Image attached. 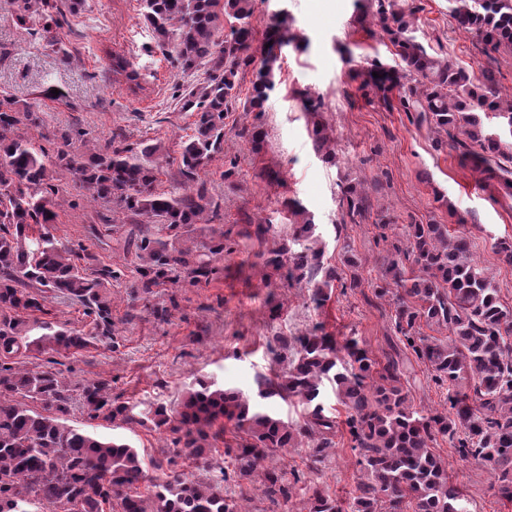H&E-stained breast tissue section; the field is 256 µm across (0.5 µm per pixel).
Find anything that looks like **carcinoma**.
I'll use <instances>...</instances> for the list:
<instances>
[{"instance_id":"obj_1","label":"carcinoma","mask_w":512,"mask_h":512,"mask_svg":"<svg viewBox=\"0 0 512 512\" xmlns=\"http://www.w3.org/2000/svg\"><path fill=\"white\" fill-rule=\"evenodd\" d=\"M82 0H24V11L42 21L46 43L70 61L52 34L66 13H75ZM143 16L158 43L171 44L172 65L186 73L209 64L208 78L183 96V109L196 113L190 131L180 137L178 175L181 191L154 190L159 169L149 158L159 151L150 145L137 152L122 139L80 150L85 132L65 129L43 136L48 150L18 132L22 122L44 126L39 100L19 103L0 98V512H28L37 504L42 512H249L243 500L228 494L229 475L209 457L205 428L220 420L234 422L251 441L234 455L233 473L259 483L271 503L289 502L291 492L282 473L263 465L282 448L303 440L317 442L324 454L335 446L336 420L324 412L320 399L326 386L349 412L347 424L363 470L349 512H471L470 502L448 481V463L430 446L435 436L448 438L462 459L472 458L488 469L499 491L512 501V306L500 301L493 278L470 256L471 242L452 235L445 224L407 225L404 239L391 243L379 266L376 297L391 296L394 328L405 347L431 367L435 383L448 391L449 411L423 417L413 409L402 383L404 362L388 356L381 364L351 338L345 342L348 360L338 355L336 339L319 328L282 349L292 351L285 370L257 382L248 398L200 380L187 392L177 416L156 404L154 426L175 434L171 445L160 447L168 468L140 491L146 480L139 451L118 437L79 430L66 416L80 404L88 419L115 425L143 422L135 408L112 396L107 379H91L79 394L47 359L37 370L17 360L21 352L80 353L92 339H110L112 280L118 272L95 267L96 257L86 249L56 244L47 232L55 223L64 199L58 181L77 178L93 200L115 203L133 224L125 240L134 251V273L141 298L154 289L178 282L180 270L192 281L213 273L212 259L224 253V229L211 223L223 220L220 204L209 197L199 170L221 151L224 112L237 97L240 69L255 62V32L250 18L255 0H141ZM376 25L395 48V64L377 60L357 72L362 87L373 91L388 108L393 92L403 111L416 113L450 139L460 151V164H472L476 183L486 189L497 184L502 197L512 200V169L503 145L512 142V95H504L492 74L481 76L458 65L449 56L429 52L417 41L415 13L404 0H375ZM448 13L457 26L491 51L512 52V0H448ZM271 46L262 49V66L252 81L247 112H261L275 89L274 45L283 43L280 28L267 34ZM379 77H373V73ZM496 119V132L484 129V120ZM464 139H458V136ZM317 154L331 162L335 151L322 123L313 122ZM345 217L359 224L370 208L365 189L340 185ZM302 224L293 234L298 250L283 244L270 252L265 265L277 271L289 264L288 278L313 286V300L338 279L336 269L323 268V251L307 241L314 237L313 220L297 201L287 203ZM197 224L209 225L204 240L193 247ZM53 292L79 303L93 317L95 332L81 336L43 321L41 332L23 314L46 313L44 293ZM446 337L425 336L421 325ZM297 398L308 407L300 425H292L259 407L258 401ZM42 406V411L33 404ZM200 463L208 481H190L177 471L178 459ZM308 512H343L336 499L315 489L307 499Z\"/></svg>"}]
</instances>
